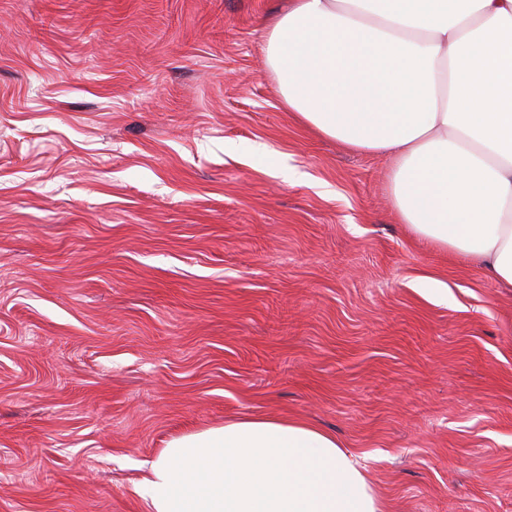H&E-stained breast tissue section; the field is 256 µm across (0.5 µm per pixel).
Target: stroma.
I'll list each match as a JSON object with an SVG mask.
<instances>
[{"instance_id":"stroma-1","label":"stroma","mask_w":512,"mask_h":512,"mask_svg":"<svg viewBox=\"0 0 512 512\" xmlns=\"http://www.w3.org/2000/svg\"><path fill=\"white\" fill-rule=\"evenodd\" d=\"M288 0H0V512H147L173 436L265 415L390 512H512V287L300 125Z\"/></svg>"}]
</instances>
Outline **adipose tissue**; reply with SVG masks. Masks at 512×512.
Listing matches in <instances>:
<instances>
[{
    "instance_id": "ef3b65f1",
    "label": "adipose tissue",
    "mask_w": 512,
    "mask_h": 512,
    "mask_svg": "<svg viewBox=\"0 0 512 512\" xmlns=\"http://www.w3.org/2000/svg\"><path fill=\"white\" fill-rule=\"evenodd\" d=\"M265 52L289 111L384 155L411 232L512 285V0H290ZM356 451L241 417L167 442L149 512H385Z\"/></svg>"
}]
</instances>
